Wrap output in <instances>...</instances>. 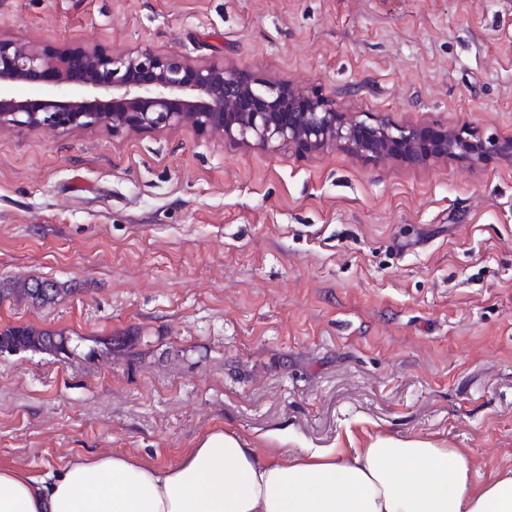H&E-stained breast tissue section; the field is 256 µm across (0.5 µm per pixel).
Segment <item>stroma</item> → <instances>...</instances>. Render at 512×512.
<instances>
[{"label": "stroma", "instance_id": "stroma-1", "mask_svg": "<svg viewBox=\"0 0 512 512\" xmlns=\"http://www.w3.org/2000/svg\"><path fill=\"white\" fill-rule=\"evenodd\" d=\"M178 52L349 118L512 137V0H0V39ZM0 303L76 356L0 355V468L252 447L458 448L512 469V159L271 153L189 127L0 130ZM111 354L90 355L96 339ZM46 282L48 285L40 288ZM73 292L74 289L65 287V283L49 279L22 277L8 280L6 283L0 282V303L23 300L35 307H45L65 300Z\"/></svg>", "mask_w": 512, "mask_h": 512}]
</instances>
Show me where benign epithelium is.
I'll use <instances>...</instances> for the list:
<instances>
[{"label":"benign epithelium","mask_w":512,"mask_h":512,"mask_svg":"<svg viewBox=\"0 0 512 512\" xmlns=\"http://www.w3.org/2000/svg\"><path fill=\"white\" fill-rule=\"evenodd\" d=\"M37 84L34 100L0 98V128L69 131L105 126L137 133L189 125L231 141L281 148L341 147L362 156L407 159L512 155L501 142L451 130L378 122L368 125L321 97L219 63L192 64L177 53L71 49L52 57L26 40L0 39V84Z\"/></svg>","instance_id":"benign-epithelium-1"}]
</instances>
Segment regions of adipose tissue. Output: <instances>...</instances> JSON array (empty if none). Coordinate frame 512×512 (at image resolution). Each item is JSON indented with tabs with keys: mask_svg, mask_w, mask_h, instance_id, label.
I'll return each mask as SVG.
<instances>
[{
	"mask_svg": "<svg viewBox=\"0 0 512 512\" xmlns=\"http://www.w3.org/2000/svg\"><path fill=\"white\" fill-rule=\"evenodd\" d=\"M0 512H512V469L479 484L457 449L421 439L263 451L223 430L163 468L112 455L45 480L0 469Z\"/></svg>",
	"mask_w": 512,
	"mask_h": 512,
	"instance_id": "ef3b65f1",
	"label": "adipose tissue"
}]
</instances>
